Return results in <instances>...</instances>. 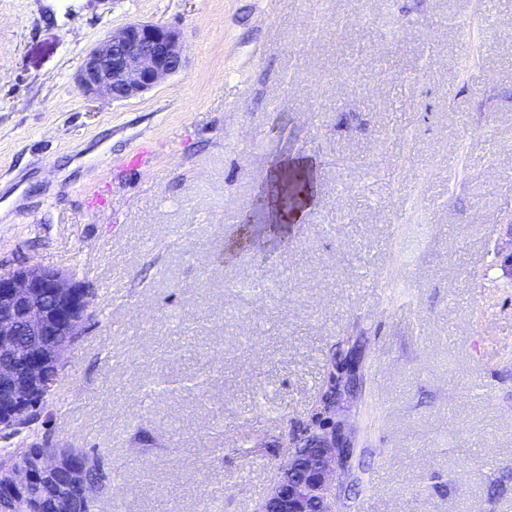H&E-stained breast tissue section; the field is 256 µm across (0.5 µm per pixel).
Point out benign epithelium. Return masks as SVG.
<instances>
[{
	"label": "benign epithelium",
	"instance_id": "benign-epithelium-1",
	"mask_svg": "<svg viewBox=\"0 0 512 512\" xmlns=\"http://www.w3.org/2000/svg\"><path fill=\"white\" fill-rule=\"evenodd\" d=\"M186 63L179 31L163 24L133 22L106 35L86 55L78 76L89 96L123 102L180 72ZM88 286L49 267L0 272V430L25 427L35 401L47 394L66 354L59 336H75L85 322ZM343 443L336 432L310 428L288 443L267 494L255 512H338L337 472ZM93 457L70 448L34 452L17 461L1 498H21L33 489L56 495L54 477L66 479L71 504L96 502L108 489L88 482Z\"/></svg>",
	"mask_w": 512,
	"mask_h": 512
}]
</instances>
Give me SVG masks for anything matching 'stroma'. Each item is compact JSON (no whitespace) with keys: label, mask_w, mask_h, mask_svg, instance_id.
<instances>
[{"label":"stroma","mask_w":512,"mask_h":512,"mask_svg":"<svg viewBox=\"0 0 512 512\" xmlns=\"http://www.w3.org/2000/svg\"><path fill=\"white\" fill-rule=\"evenodd\" d=\"M133 21L179 30L184 69L85 95ZM511 221L512 0H0V272L97 303L0 453L94 451L98 512H254L352 367L339 512H512Z\"/></svg>","instance_id":"35a3bbf8"}]
</instances>
